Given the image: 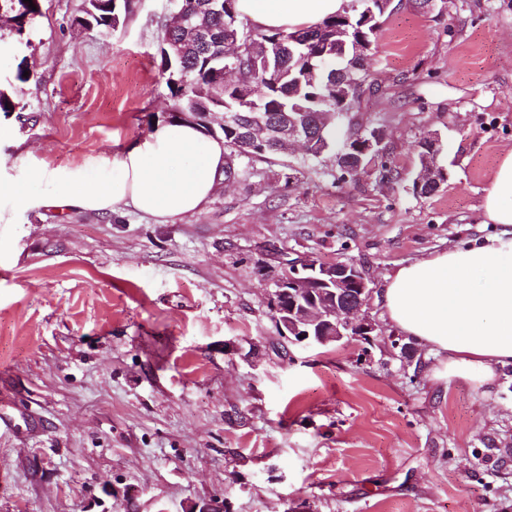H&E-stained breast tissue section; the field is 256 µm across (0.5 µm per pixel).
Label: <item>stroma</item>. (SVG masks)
<instances>
[{"mask_svg":"<svg viewBox=\"0 0 512 512\" xmlns=\"http://www.w3.org/2000/svg\"><path fill=\"white\" fill-rule=\"evenodd\" d=\"M87 0H39L29 46L0 27V177L117 158L170 123L158 45L170 0H130L114 33ZM31 72L16 80L18 63ZM353 133L335 152L239 159L196 214L157 224L16 209L0 222V512H512V366L436 382L375 302L372 345L283 346L268 309L279 255L400 265L497 224L479 207L512 150V0H392ZM448 180L415 195L418 145ZM349 140L350 141L347 142L344 148L337 154V158L343 156V158L348 159L350 163H354L344 166L343 169L340 167L344 171L354 172L355 170H360L365 166L368 158H373L380 150L381 139L375 132H372L369 136L358 137L354 146H351V142L355 139ZM350 151L352 154H344Z\"/></svg>","mask_w":512,"mask_h":512,"instance_id":"35a3bbf8","label":"stroma"}]
</instances>
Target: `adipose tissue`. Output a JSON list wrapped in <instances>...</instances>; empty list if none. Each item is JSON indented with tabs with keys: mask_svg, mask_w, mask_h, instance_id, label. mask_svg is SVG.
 Masks as SVG:
<instances>
[{
	"mask_svg": "<svg viewBox=\"0 0 512 512\" xmlns=\"http://www.w3.org/2000/svg\"><path fill=\"white\" fill-rule=\"evenodd\" d=\"M348 0H237L242 17L263 29L294 31L343 11ZM227 149L188 121L156 128L127 147L95 177L75 169H44L47 197L27 183L0 182V217L6 209L52 205L109 216L129 210L165 224L195 214L224 180ZM481 221L499 235L466 240L415 259L388 276L381 317L417 346L438 357L434 379L457 377L480 388L512 365V151L501 159L481 203Z\"/></svg>",
	"mask_w": 512,
	"mask_h": 512,
	"instance_id": "obj_1",
	"label": "adipose tissue"
}]
</instances>
